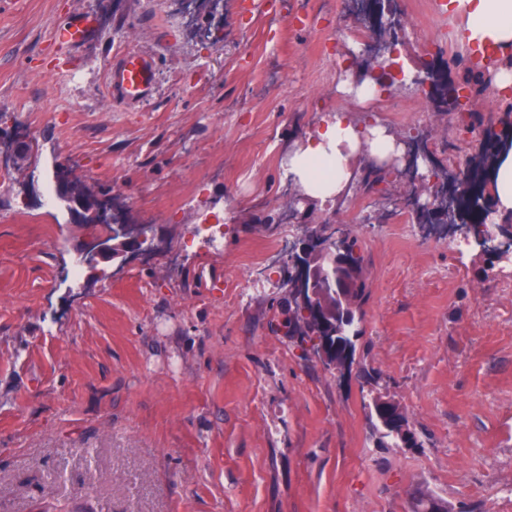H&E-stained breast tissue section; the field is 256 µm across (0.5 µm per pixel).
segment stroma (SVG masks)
I'll list each match as a JSON object with an SVG mask.
<instances>
[{
    "mask_svg": "<svg viewBox=\"0 0 512 512\" xmlns=\"http://www.w3.org/2000/svg\"><path fill=\"white\" fill-rule=\"evenodd\" d=\"M397 0L406 71L449 81L459 20ZM98 30L62 48L74 13ZM364 25L344 0H0V130L26 123L35 160L0 175V512H512V276L421 225L376 220L350 192L320 210L356 237L368 299L354 362L326 366L280 326L283 158L344 111L410 135L437 164L475 154L421 89L387 108L337 87ZM152 57L155 96L108 91L123 53ZM115 199L159 249L71 275L104 226L37 201L58 165ZM375 370L366 382L364 370ZM399 403L418 444H379L371 406Z\"/></svg>",
    "mask_w": 512,
    "mask_h": 512,
    "instance_id": "obj_1",
    "label": "stroma"
}]
</instances>
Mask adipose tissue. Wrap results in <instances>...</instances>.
Wrapping results in <instances>:
<instances>
[{"mask_svg": "<svg viewBox=\"0 0 512 512\" xmlns=\"http://www.w3.org/2000/svg\"><path fill=\"white\" fill-rule=\"evenodd\" d=\"M449 6L461 21L462 42L497 47L502 64L496 82L512 86V0H449ZM395 150L396 139L385 126H363L339 112L296 143L284 166L289 183L321 206L347 194L360 156L379 165ZM487 178L495 201L491 219L499 223L512 216V142L502 141L499 160Z\"/></svg>", "mask_w": 512, "mask_h": 512, "instance_id": "obj_1", "label": "adipose tissue"}]
</instances>
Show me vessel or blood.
<instances>
[{"mask_svg":"<svg viewBox=\"0 0 512 512\" xmlns=\"http://www.w3.org/2000/svg\"><path fill=\"white\" fill-rule=\"evenodd\" d=\"M95 31L94 17L90 13L79 12L55 28L53 39L61 45H75L91 37ZM156 83L154 60L138 52L121 56L109 73V88L113 98L129 105L148 100Z\"/></svg>","mask_w":512,"mask_h":512,"instance_id":"vessel-or-blood-1","label":"vessel or blood"}]
</instances>
